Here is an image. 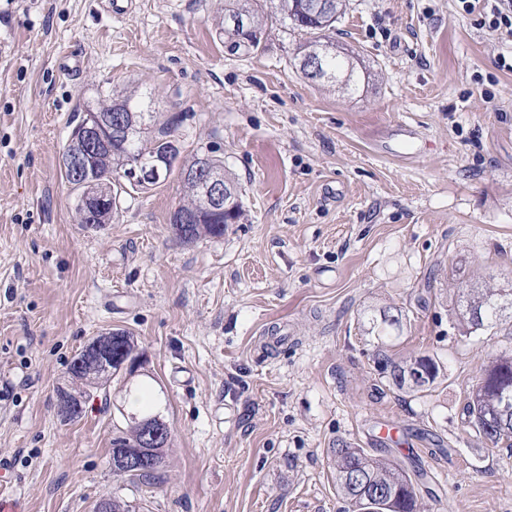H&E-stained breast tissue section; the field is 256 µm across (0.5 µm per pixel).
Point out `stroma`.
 Wrapping results in <instances>:
<instances>
[{
	"label": "stroma",
	"instance_id": "stroma-1",
	"mask_svg": "<svg viewBox=\"0 0 512 512\" xmlns=\"http://www.w3.org/2000/svg\"><path fill=\"white\" fill-rule=\"evenodd\" d=\"M336 39L374 78L308 83L298 35L228 54L213 0H0V457L24 512H343L327 451L344 440L421 468V512H512V450L463 407L512 319L466 337L457 287L512 280V36L459 0H349ZM131 88L183 157L224 158L243 216L186 245L179 171L129 191L101 229L75 221L61 155L98 90ZM405 316L397 355L445 367L424 396L389 386L367 309ZM129 333L171 430L151 484L112 471L120 381L61 418L92 340ZM389 427L410 443L388 446Z\"/></svg>",
	"mask_w": 512,
	"mask_h": 512
}]
</instances>
